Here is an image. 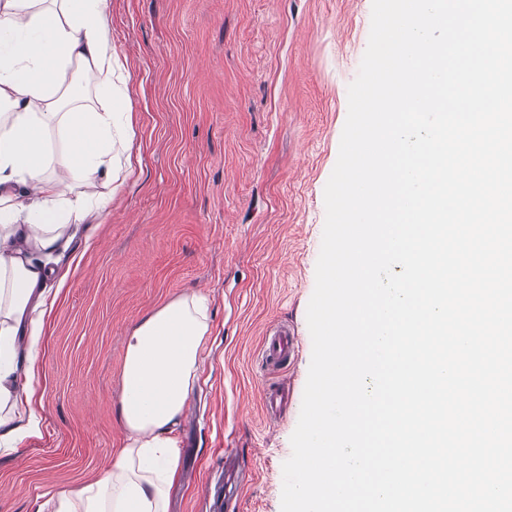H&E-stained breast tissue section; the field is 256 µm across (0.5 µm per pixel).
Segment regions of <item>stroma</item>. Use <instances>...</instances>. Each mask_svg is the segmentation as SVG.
Instances as JSON below:
<instances>
[{
    "label": "stroma",
    "mask_w": 512,
    "mask_h": 512,
    "mask_svg": "<svg viewBox=\"0 0 512 512\" xmlns=\"http://www.w3.org/2000/svg\"><path fill=\"white\" fill-rule=\"evenodd\" d=\"M372 0H110L115 90L86 77L113 116L112 204L59 253L64 287L46 318L34 410L40 433L0 456V512L98 474L124 446L125 341L144 317L198 292L210 329L175 432L169 512H203L233 451L249 482L237 512H281L312 356L307 308L324 189L366 51ZM302 346L261 361L267 329ZM293 398L268 421L262 383ZM301 347L300 336L286 325H279L266 331L262 345V363L267 370L284 368L288 360Z\"/></svg>",
    "instance_id": "obj_1"
}]
</instances>
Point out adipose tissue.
<instances>
[{"label": "adipose tissue", "instance_id": "adipose-tissue-1", "mask_svg": "<svg viewBox=\"0 0 512 512\" xmlns=\"http://www.w3.org/2000/svg\"><path fill=\"white\" fill-rule=\"evenodd\" d=\"M110 0H0V453L39 432L33 400L51 262L94 205L64 200L70 182L112 177V115L77 105L66 72L112 86ZM64 162L52 171V153ZM209 332L202 297L174 299L127 338L119 415L125 445L94 480L52 499V512H167L179 468L175 429Z\"/></svg>", "mask_w": 512, "mask_h": 512}]
</instances>
